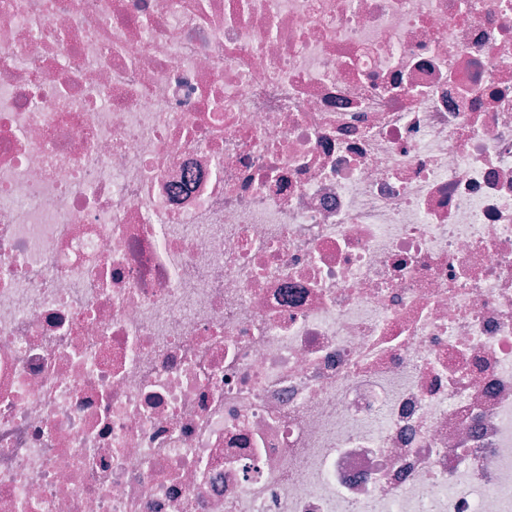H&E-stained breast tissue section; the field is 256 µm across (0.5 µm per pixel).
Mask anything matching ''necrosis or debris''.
Segmentation results:
<instances>
[{"mask_svg":"<svg viewBox=\"0 0 512 512\" xmlns=\"http://www.w3.org/2000/svg\"><path fill=\"white\" fill-rule=\"evenodd\" d=\"M0 512H512V0H0Z\"/></svg>","mask_w":512,"mask_h":512,"instance_id":"1","label":"necrosis or debris"}]
</instances>
